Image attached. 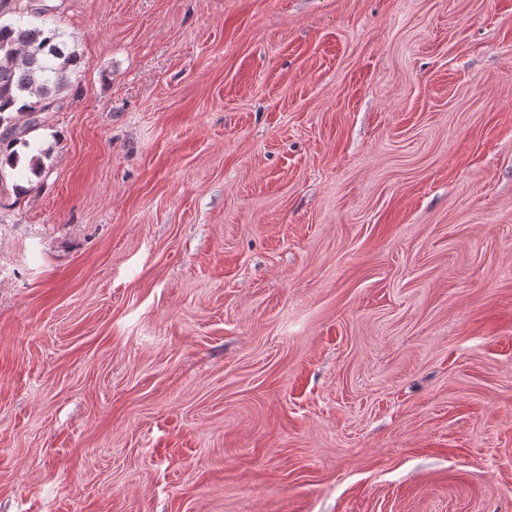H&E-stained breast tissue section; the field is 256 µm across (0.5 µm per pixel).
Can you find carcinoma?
Masks as SVG:
<instances>
[{"label":"carcinoma","mask_w":512,"mask_h":512,"mask_svg":"<svg viewBox=\"0 0 512 512\" xmlns=\"http://www.w3.org/2000/svg\"><path fill=\"white\" fill-rule=\"evenodd\" d=\"M34 16L41 24L0 22V175L7 167H17L19 155L13 147L28 145L22 134L38 125V114L54 105L55 93L80 64L57 28L47 26L44 11ZM21 117L27 118L22 127Z\"/></svg>","instance_id":"carcinoma-1"}]
</instances>
